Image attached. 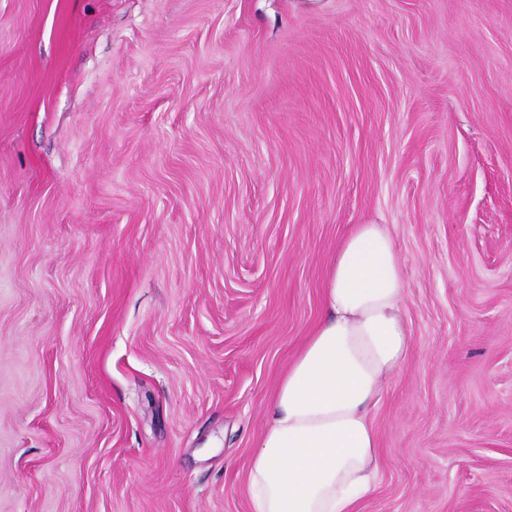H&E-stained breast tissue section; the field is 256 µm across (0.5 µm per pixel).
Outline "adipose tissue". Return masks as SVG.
<instances>
[{
	"label": "adipose tissue",
	"mask_w": 512,
	"mask_h": 512,
	"mask_svg": "<svg viewBox=\"0 0 512 512\" xmlns=\"http://www.w3.org/2000/svg\"><path fill=\"white\" fill-rule=\"evenodd\" d=\"M403 294L392 235L356 225L328 268L323 316L270 401L249 512H357L380 470L370 411L407 361Z\"/></svg>",
	"instance_id": "obj_1"
}]
</instances>
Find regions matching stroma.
Here are the masks:
<instances>
[{"label":"stroma","instance_id":"35a3bbf8","mask_svg":"<svg viewBox=\"0 0 512 512\" xmlns=\"http://www.w3.org/2000/svg\"><path fill=\"white\" fill-rule=\"evenodd\" d=\"M358 224L411 346L359 512H512V0H0V512H249Z\"/></svg>","mask_w":512,"mask_h":512}]
</instances>
